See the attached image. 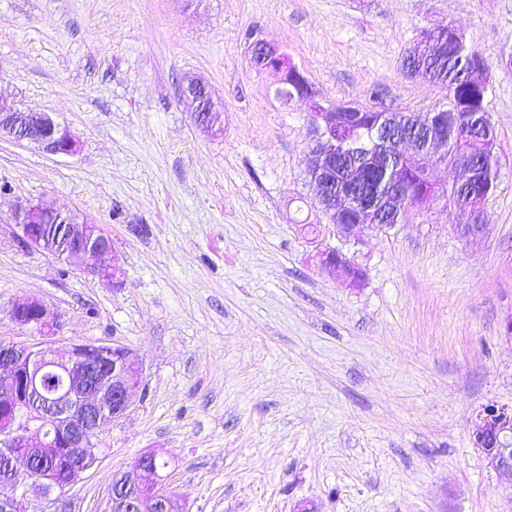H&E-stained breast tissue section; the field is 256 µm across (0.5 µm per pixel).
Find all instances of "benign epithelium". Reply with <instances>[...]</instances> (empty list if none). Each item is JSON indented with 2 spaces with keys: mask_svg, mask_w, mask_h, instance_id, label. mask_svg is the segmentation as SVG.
Returning <instances> with one entry per match:
<instances>
[{
  "mask_svg": "<svg viewBox=\"0 0 512 512\" xmlns=\"http://www.w3.org/2000/svg\"><path fill=\"white\" fill-rule=\"evenodd\" d=\"M203 90V81L192 79L182 87V96L196 122L208 125L216 119V106L200 98L199 92ZM388 116L394 125L405 122L421 132L417 138L412 136L400 142L402 150L397 166L380 143L361 150L353 148L357 128L348 120L346 112L325 108L316 101L312 104L315 140L311 146L309 175L317 187L322 211L353 213L351 223L336 225L337 235L346 240H360L363 229L368 227L390 228L388 224H378V210L383 203L389 206V218L394 223H400L406 216L408 208L401 203L405 197L404 180L400 178L402 164L416 170L426 182L430 165L449 160L466 174L461 186L475 181L476 167L467 155L458 153L450 159L446 154L449 139L461 126V113L430 112L422 123L410 115L403 118L397 112ZM2 137L38 144L55 155H73L79 146L75 136L51 113L28 111L0 97ZM345 152H359L367 162L376 163L377 170L384 175L378 191L371 193L358 186L334 197L329 194L336 175V160ZM13 221L21 231L20 240L43 252L46 251L44 226L57 225L65 261L79 265L85 273L101 281L110 283L116 278L112 239L98 226L82 221L78 214L28 201L16 207ZM486 229L478 209L464 213L463 223L455 226L456 232L469 240L480 238ZM318 257L323 266L350 287H358L365 280L364 270L340 251L325 250ZM8 314L16 324L33 326L46 334L58 327L56 317L35 297L14 301ZM48 371L62 374L65 383L53 400L41 403L35 394L40 392L43 375ZM132 372L136 373L137 381H142V366L131 352L106 342L75 343L65 360L53 357L51 350L40 346L0 343V375L5 377L0 385V464L18 482L37 481L49 494L54 491L56 481L35 470V463L25 449L44 448L61 441L76 449L64 485L82 479L97 460L94 442L97 429L106 420L123 416L134 404L135 385L128 379ZM476 426L475 445L488 464L512 476V409L489 406L477 414ZM156 459V455L146 453L129 468L112 473L107 512H173L181 506L176 494L160 490L163 476L154 466ZM14 490L11 483L0 488V512H24L22 499Z\"/></svg>",
  "mask_w": 512,
  "mask_h": 512,
  "instance_id": "1",
  "label": "benign epithelium"
}]
</instances>
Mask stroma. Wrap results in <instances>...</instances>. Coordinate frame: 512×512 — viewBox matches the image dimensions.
<instances>
[{
	"label": "stroma",
	"mask_w": 512,
	"mask_h": 512,
	"mask_svg": "<svg viewBox=\"0 0 512 512\" xmlns=\"http://www.w3.org/2000/svg\"><path fill=\"white\" fill-rule=\"evenodd\" d=\"M449 25L490 63L485 235L458 237L440 198L340 239L307 174L311 101L424 118L448 92L403 63ZM259 44L313 99L278 97L285 74L255 64ZM190 78L212 126L181 101ZM0 96L80 142L55 156L0 139V342L63 359L105 341L143 366L71 512H104L113 471L148 452L185 512H512L473 419L512 406V0H0ZM26 200L103 229L119 283L20 243ZM326 248L365 270L361 287L321 266ZM26 296L57 314L54 334L11 321Z\"/></svg>",
	"instance_id": "35a3bbf8"
}]
</instances>
